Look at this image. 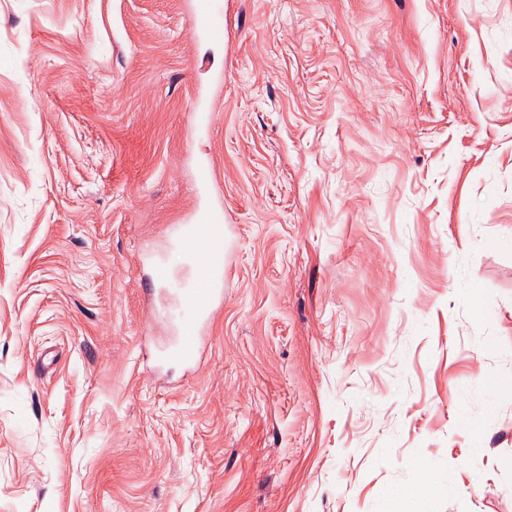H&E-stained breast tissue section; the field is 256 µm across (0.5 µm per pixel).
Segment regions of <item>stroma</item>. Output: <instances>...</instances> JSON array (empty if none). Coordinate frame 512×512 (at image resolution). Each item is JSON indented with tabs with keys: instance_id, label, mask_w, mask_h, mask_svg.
Returning a JSON list of instances; mask_svg holds the SVG:
<instances>
[{
	"instance_id": "35a3bbf8",
	"label": "stroma",
	"mask_w": 512,
	"mask_h": 512,
	"mask_svg": "<svg viewBox=\"0 0 512 512\" xmlns=\"http://www.w3.org/2000/svg\"><path fill=\"white\" fill-rule=\"evenodd\" d=\"M228 2L0 0V512H512V0ZM214 195L158 376L147 262ZM219 0H193V33L196 38L224 39L227 32V10ZM217 209L200 208L194 224L180 229L178 245L194 267L189 284L180 288H162L177 298L181 321L164 344L157 347L163 362L192 367L201 362L207 347L204 328L224 306L227 279V229ZM405 502L410 503L408 509L403 508ZM381 512H429L425 503L408 493H390L378 507Z\"/></svg>"
}]
</instances>
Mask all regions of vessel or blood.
<instances>
[{"label":"vessel or blood","instance_id":"obj_1","mask_svg":"<svg viewBox=\"0 0 512 512\" xmlns=\"http://www.w3.org/2000/svg\"><path fill=\"white\" fill-rule=\"evenodd\" d=\"M195 37L218 40L228 29L227 11L219 0H193ZM178 245L194 267L192 280L172 294L181 309L174 336L158 347L161 361L192 367L200 363L207 347L203 334L224 306L227 279V226L218 210L198 209L193 224L181 228Z\"/></svg>","mask_w":512,"mask_h":512}]
</instances>
